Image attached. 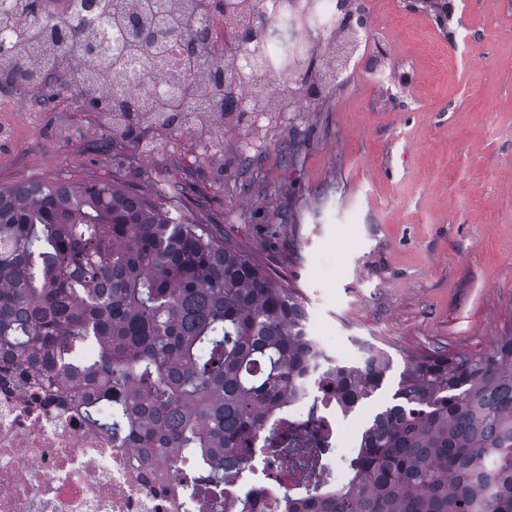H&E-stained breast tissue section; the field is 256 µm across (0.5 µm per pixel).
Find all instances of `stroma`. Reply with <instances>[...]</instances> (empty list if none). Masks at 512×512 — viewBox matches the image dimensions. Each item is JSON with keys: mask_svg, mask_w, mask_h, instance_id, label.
Segmentation results:
<instances>
[{"mask_svg": "<svg viewBox=\"0 0 512 512\" xmlns=\"http://www.w3.org/2000/svg\"><path fill=\"white\" fill-rule=\"evenodd\" d=\"M374 23L361 65L271 129L198 151L112 157L71 95L46 112L0 96V185L108 180L141 195L159 173L192 217L297 289L341 361L369 340L395 370L425 353L485 355L512 333V0H357Z\"/></svg>", "mask_w": 512, "mask_h": 512, "instance_id": "35a3bbf8", "label": "stroma"}]
</instances>
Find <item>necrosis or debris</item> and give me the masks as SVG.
I'll list each match as a JSON object with an SVG mask.
<instances>
[{
	"label": "necrosis or debris",
	"mask_w": 512,
	"mask_h": 512,
	"mask_svg": "<svg viewBox=\"0 0 512 512\" xmlns=\"http://www.w3.org/2000/svg\"><path fill=\"white\" fill-rule=\"evenodd\" d=\"M258 8L266 21L241 51L265 67L310 52L312 33L330 67L337 45L360 40L359 32L342 28L336 0H260ZM260 463L262 481L242 492L254 512H277L276 493L297 480L282 457ZM194 473L180 459L161 471L82 414L47 399L39 385L0 377V512H184L180 488Z\"/></svg>",
	"instance_id": "obj_1"
}]
</instances>
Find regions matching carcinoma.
I'll list each match as a JSON object with an SVG mask.
<instances>
[{"mask_svg":"<svg viewBox=\"0 0 512 512\" xmlns=\"http://www.w3.org/2000/svg\"><path fill=\"white\" fill-rule=\"evenodd\" d=\"M53 25L46 0H0V89L36 98L52 77L57 99L76 94L101 114L112 148L146 150L206 127L211 142L240 125L231 87L247 76L235 49L207 50L199 21L239 18L245 0H72ZM34 43L47 66H31ZM105 58L112 87L101 94L78 73ZM208 57L215 79L202 98L193 76ZM175 60L169 78L154 67ZM310 58L305 91L277 86L252 102L273 109L280 96L319 101L333 79ZM298 292L187 217L178 186L158 178L150 197L108 182H32L0 188V363L18 383L54 378L72 408L123 436L157 465L191 458L198 475L183 486L197 512H246L224 489L228 473L252 471L244 445L286 453L304 493L284 495V512H512V335L486 355L412 358L394 403L377 412L348 465L347 482L316 478L312 450L279 417L314 374L336 384V408L376 395L392 355L336 362L305 332Z\"/></svg>","mask_w":512,"mask_h":512,"instance_id":"obj_1","label":"carcinoma"}]
</instances>
